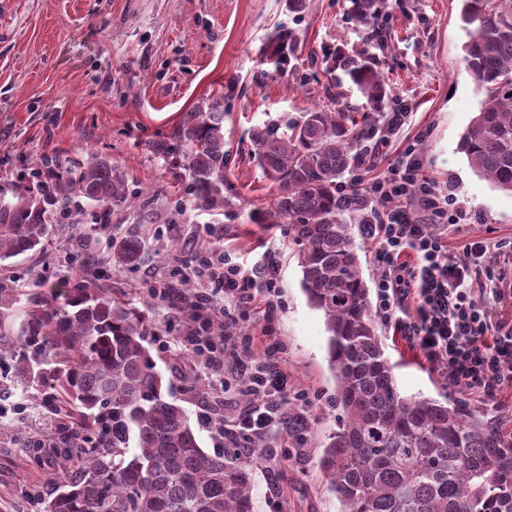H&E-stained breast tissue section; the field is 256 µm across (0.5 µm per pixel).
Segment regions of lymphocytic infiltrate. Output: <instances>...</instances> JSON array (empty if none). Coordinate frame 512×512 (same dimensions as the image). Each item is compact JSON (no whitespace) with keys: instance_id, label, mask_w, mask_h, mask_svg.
<instances>
[{"instance_id":"1","label":"lymphocytic infiltrate","mask_w":512,"mask_h":512,"mask_svg":"<svg viewBox=\"0 0 512 512\" xmlns=\"http://www.w3.org/2000/svg\"><path fill=\"white\" fill-rule=\"evenodd\" d=\"M356 165L341 192L348 205L370 211L362 230L380 268L374 312L455 390L495 398L512 390V240L474 236L449 251L448 234L470 224L450 183L425 172L415 146L404 147L387 168L369 177ZM215 287L225 315L272 312L278 281L273 267L250 268L224 256ZM248 361L235 381L248 396L233 429L234 451L272 460L276 449H255V440L278 429L289 401L307 419L308 390L290 383L285 350L264 328L247 339Z\"/></svg>"}]
</instances>
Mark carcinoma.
Here are the masks:
<instances>
[{"mask_svg":"<svg viewBox=\"0 0 512 512\" xmlns=\"http://www.w3.org/2000/svg\"><path fill=\"white\" fill-rule=\"evenodd\" d=\"M369 26L381 0H350ZM461 65L484 100L459 142L470 168L512 194V0H459ZM370 107L312 108L250 130L254 159L275 187L255 224H287L299 246L300 286L323 312L329 368L336 378V429L318 467L341 512H512V411L458 394L444 402L406 396L370 313L369 289L340 180L367 152L372 122L392 108L372 56L326 59ZM188 176L198 209L235 206L224 196L222 97L203 99L167 140L154 145ZM14 203H0V261L44 245L62 200L101 205L126 200L124 175L103 155L62 162L46 157ZM135 236L112 238L106 261L140 263ZM0 288V342L19 375L49 390L52 410L76 420L89 448H56L54 486L34 498L37 512H255L253 465L200 447L185 410L157 368L145 314L94 282L65 300H35L18 312Z\"/></svg>","mask_w":512,"mask_h":512,"instance_id":"1","label":"carcinoma"}]
</instances>
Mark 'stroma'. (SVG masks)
I'll use <instances>...</instances> for the list:
<instances>
[{
  "label": "stroma",
  "instance_id": "35a3bbf8",
  "mask_svg": "<svg viewBox=\"0 0 512 512\" xmlns=\"http://www.w3.org/2000/svg\"><path fill=\"white\" fill-rule=\"evenodd\" d=\"M349 7V0H306L293 13L288 0H0V200L13 201L21 175L43 157L91 152L111 158L130 197L109 207L73 202L71 225L51 229L44 250L0 262V288L10 289L18 306L58 297L65 279L94 276L122 293L149 319L158 368L211 452L225 448L218 425L231 423L245 400L227 389L231 370L205 369L185 345L184 317L169 300L150 299L147 287L172 275L210 287L206 268L167 259L173 240L185 251L199 241L244 266L271 261L278 269L283 305L273 326L288 349V375L325 401L310 411L306 437L274 433L277 461L253 473L255 512H339L317 466L338 412L324 316L300 288L298 247L287 225L248 218L272 199L252 159L249 129L340 99L361 103L355 86L327 73L325 60L338 49L368 52L379 60L395 105L410 114L400 142L423 144L427 174L451 182L459 202L480 218L451 234L449 247L472 234L512 239V196L478 177L458 150L481 101L460 65L466 35L459 0H386L374 27L385 35L381 42L351 20ZM284 28L295 46L289 71L270 57ZM218 95L232 218L194 208L183 171L152 147L184 112ZM129 235L143 241L139 266L105 264L111 238ZM378 333L404 395L447 396L437 373L400 337L383 325ZM207 415L212 425L204 424ZM48 419L37 386L21 383L11 359H0V512H35L28 490L47 467L28 448L46 435Z\"/></svg>",
  "mask_w": 512,
  "mask_h": 512
}]
</instances>
